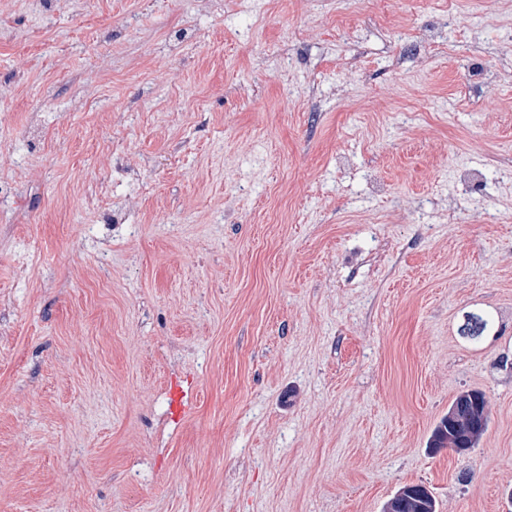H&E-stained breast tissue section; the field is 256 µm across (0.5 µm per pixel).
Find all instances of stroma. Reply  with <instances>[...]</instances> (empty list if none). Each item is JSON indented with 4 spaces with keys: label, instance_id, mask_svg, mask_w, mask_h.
<instances>
[{
    "label": "stroma",
    "instance_id": "obj_1",
    "mask_svg": "<svg viewBox=\"0 0 512 512\" xmlns=\"http://www.w3.org/2000/svg\"><path fill=\"white\" fill-rule=\"evenodd\" d=\"M415 484L512 512V0H0V512ZM196 387L188 378L182 381H174L171 384V412L172 416L178 420L182 419L187 412L186 398L195 391ZM480 393L476 390L463 391L458 394L448 407V414L443 416L434 427L429 440L428 448H448V450H456L460 444H465L466 448H474L479 439L485 433L488 426V410L486 405H482L481 411L486 407V427L481 428L470 425V421L463 416L458 410L465 403H470V398L474 394Z\"/></svg>",
    "mask_w": 512,
    "mask_h": 512
}]
</instances>
